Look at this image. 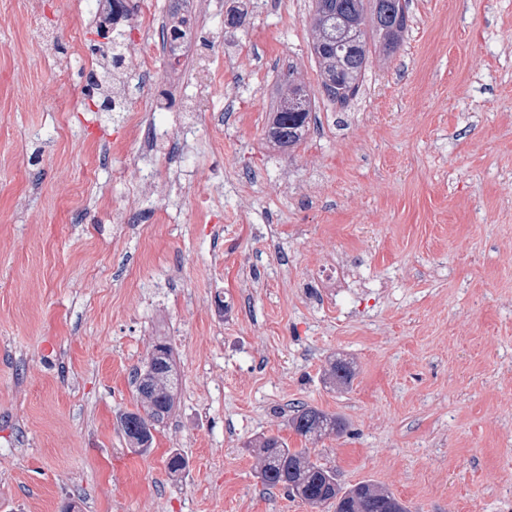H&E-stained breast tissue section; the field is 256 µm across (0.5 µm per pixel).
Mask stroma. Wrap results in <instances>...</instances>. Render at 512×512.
Here are the masks:
<instances>
[{"instance_id": "1", "label": "stroma", "mask_w": 512, "mask_h": 512, "mask_svg": "<svg viewBox=\"0 0 512 512\" xmlns=\"http://www.w3.org/2000/svg\"><path fill=\"white\" fill-rule=\"evenodd\" d=\"M171 3L112 29L132 115L77 92L95 0H0V512H332L264 487L265 436L410 512H512V0H407L344 104L313 0H188L200 40L144 67ZM161 341L176 403L141 454L118 418ZM297 405L343 432L297 435ZM311 101L304 86L288 81V97L272 112L269 134L275 144L293 151L310 129Z\"/></svg>"}]
</instances>
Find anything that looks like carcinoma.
<instances>
[{
  "mask_svg": "<svg viewBox=\"0 0 512 512\" xmlns=\"http://www.w3.org/2000/svg\"><path fill=\"white\" fill-rule=\"evenodd\" d=\"M173 0L162 26V39H169L182 32L188 23L183 3ZM101 9L97 32L107 33L109 27L122 17L136 20L125 0H98ZM315 32L313 51L321 67L322 88L327 97L340 104L355 94L358 79L365 71L371 47L380 46L386 51L398 47L407 28L406 5L402 0H315L312 18ZM341 74L343 84L336 87L330 80ZM105 76L93 71L89 76L91 88L103 97L101 106L111 110L116 96L105 94ZM311 101L304 86L288 83V97L272 113L269 134L275 144L288 151L294 150L310 129ZM163 353L153 352L148 365L134 372L136 389H145L147 396L139 397L140 407L120 416V423L130 445L140 448L153 444L152 433L141 425V414L157 413L158 423L167 419L174 407V373L171 349L160 344ZM331 379L342 386L351 380L348 363L339 360L331 364ZM289 426L296 434L317 438L327 433L342 432L341 423L333 416L308 406H300L289 418ZM259 474L262 483L279 488L309 503L329 505L335 512H408V507L388 491L370 482H360L343 487L336 472L311 460L307 448H290L278 436H268L260 442Z\"/></svg>",
  "mask_w": 512,
  "mask_h": 512,
  "instance_id": "obj_1",
  "label": "carcinoma"
}]
</instances>
